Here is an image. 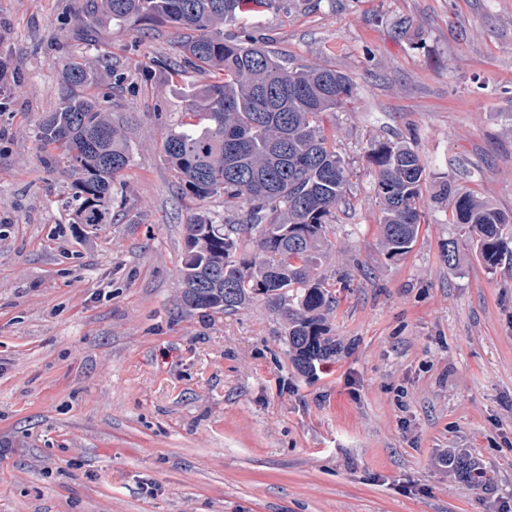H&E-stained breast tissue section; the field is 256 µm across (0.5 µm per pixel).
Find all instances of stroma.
I'll return each instance as SVG.
<instances>
[{
	"label": "stroma",
	"mask_w": 512,
	"mask_h": 512,
	"mask_svg": "<svg viewBox=\"0 0 512 512\" xmlns=\"http://www.w3.org/2000/svg\"><path fill=\"white\" fill-rule=\"evenodd\" d=\"M59 0H0V57L24 81L0 113V512H512V265L473 252L443 261L450 193L512 214V0H276L248 17L292 66L347 74L330 113L354 169L320 274L341 345L313 375L293 367L263 297L233 312L179 302L185 228L224 198L183 189L158 145L185 87L149 66L170 29L143 42L103 23L97 71L132 164L115 224L69 206L78 173L54 170L29 129L58 99L49 44ZM410 142L427 164V222L408 254L379 244L373 142ZM477 464L471 481L439 464Z\"/></svg>",
	"instance_id": "stroma-1"
}]
</instances>
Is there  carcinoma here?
I'll use <instances>...</instances> for the list:
<instances>
[{
	"instance_id": "1",
	"label": "carcinoma",
	"mask_w": 512,
	"mask_h": 512,
	"mask_svg": "<svg viewBox=\"0 0 512 512\" xmlns=\"http://www.w3.org/2000/svg\"><path fill=\"white\" fill-rule=\"evenodd\" d=\"M271 0H86L70 6L78 21L56 35H79L98 22L137 25L135 42L168 27L177 53L152 64L173 79L188 68L209 81L186 93L180 119L167 126L154 108L159 145L180 183L198 199L224 195L221 221L195 213L186 224L180 267V302L188 310L235 311L264 295L280 314L288 353L309 374L329 363L338 345L329 336L332 284L317 274L332 247L327 238L336 208L347 202L355 172L336 151L327 113L356 87L336 70L289 67L241 26H224L242 14L269 8ZM107 62L70 60L62 69L66 91L40 116L37 140L62 152L81 174L76 223L111 224L117 179L131 162L124 128L112 121L111 95L95 91V68ZM371 162L378 168L382 204L378 224L386 254H408L426 223L419 198L426 167L411 144L380 142ZM457 236L446 243L448 272L467 249L488 271L512 263V216L471 195L454 197Z\"/></svg>"
}]
</instances>
